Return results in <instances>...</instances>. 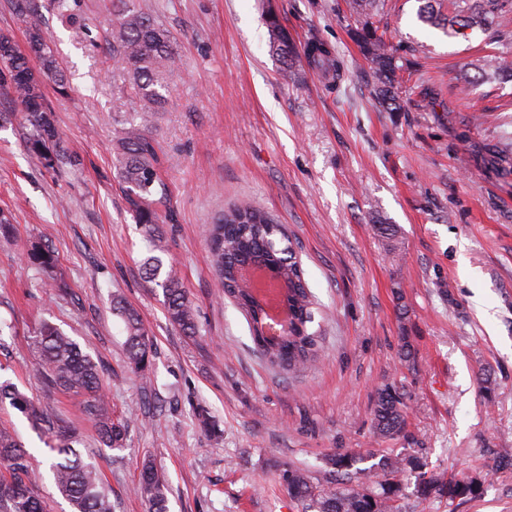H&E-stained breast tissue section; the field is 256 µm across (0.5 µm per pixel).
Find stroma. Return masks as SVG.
Returning <instances> with one entry per match:
<instances>
[{
	"instance_id": "stroma-1",
	"label": "stroma",
	"mask_w": 512,
	"mask_h": 512,
	"mask_svg": "<svg viewBox=\"0 0 512 512\" xmlns=\"http://www.w3.org/2000/svg\"><path fill=\"white\" fill-rule=\"evenodd\" d=\"M177 41L153 136L169 198L164 262L177 264L197 311L194 335L168 320L147 282L150 244L114 167L112 107L125 96L109 50L112 0H80L77 24L45 8L43 30L68 93L44 91L72 162L46 169L23 138V112L0 91V382L14 384L74 428L111 489L114 512H148L136 493L149 459L169 478L170 512H303L279 479L293 465L325 480L328 457L395 451L430 474L480 477L481 495L415 497L402 512H512V82L477 81L467 64L512 56V15L499 34L450 37L417 17L418 0H385L401 111L375 95L371 63L350 32L346 0H134ZM276 16L297 46L319 41L344 60L341 76L307 60L283 64L269 44ZM242 202L287 224L317 301L316 367L285 374L255 351L243 314L225 300L209 230ZM43 241L58 262L30 265ZM121 295L154 342L133 372ZM50 322L103 369L115 416L130 419L122 448L100 447L77 399L49 388L31 338ZM413 352L402 361V343ZM406 394L407 437L381 438L378 391ZM27 452L50 512H72L49 472L47 435L0 409Z\"/></svg>"
}]
</instances>
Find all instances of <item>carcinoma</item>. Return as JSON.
<instances>
[{
    "label": "carcinoma",
    "instance_id": "carcinoma-1",
    "mask_svg": "<svg viewBox=\"0 0 512 512\" xmlns=\"http://www.w3.org/2000/svg\"><path fill=\"white\" fill-rule=\"evenodd\" d=\"M111 40L112 58L125 64L130 90L129 101L139 103L135 117L121 122L115 146L118 175L127 189V201L142 233L154 243V250L165 252L158 235L167 208V194L159 176L161 166L152 135L156 112L163 107L162 89L176 61V51L169 32L148 14L136 9L132 0H115ZM418 18L441 28L448 35H462L467 29L499 32L512 0H451L452 10L442 14L435 0H420ZM383 6V0H349L352 13L365 17L351 31L364 57L372 64L375 96L391 112L401 110L396 87L399 66L384 34L369 21ZM15 14L21 18L28 35L30 52L37 61L32 65L13 39L0 34V85L18 103L28 127L27 148L38 155L47 168L56 169L71 162L52 120V108L45 96L44 81L54 82L63 94L67 82L50 40L43 31L40 0H12ZM270 47L290 62L305 56L311 64L322 63L335 73L342 72L341 62L319 42H311L299 54L295 42L276 17L268 20ZM213 261L224 297L245 316L255 351L271 366L294 373L313 366L320 358L321 336L311 330L314 300L304 278V271L285 225L262 208L250 203L234 205L222 214L210 229ZM30 263L48 270L56 256L46 245L35 243L27 252ZM271 268L284 287L288 304V329L268 336L266 303L244 278L242 270L251 265ZM146 274L150 282L162 288L169 321L186 334L197 329L196 311L173 265H164L158 255L147 258ZM113 311L123 321L126 354L131 370L140 373L150 363L153 342L138 313L123 300H113ZM48 386L59 388L81 399L82 412L96 427L98 441L105 448H121L126 441L129 423L112 418L102 393L101 367L80 345L50 323L42 324L33 336ZM11 407L35 421L51 436L50 449L55 453L51 465L58 492L69 501L73 512H112L109 489L96 466L83 458L74 447L78 443L72 429L21 394L10 383L0 384V405ZM406 403L404 394L386 386L377 394L374 426L384 438L405 435ZM362 457L354 452H337L327 459L329 475L338 487L325 489L314 483L308 471L288 467L280 483L289 498L307 504L316 512H397L395 502L402 496L398 475L405 468L418 473L414 495L427 499L438 493L450 500L471 499L479 495L481 483L476 478L445 480L422 471L416 456L380 455L377 464L360 468ZM0 463L9 475L0 478V512H48L44 500L36 494L29 480L26 450L6 429H0ZM167 477L152 463L143 464L137 492L148 503L149 512H168Z\"/></svg>",
    "mask_w": 512,
    "mask_h": 512
}]
</instances>
